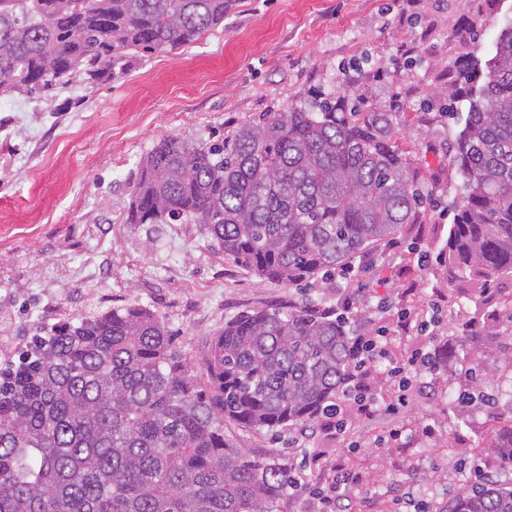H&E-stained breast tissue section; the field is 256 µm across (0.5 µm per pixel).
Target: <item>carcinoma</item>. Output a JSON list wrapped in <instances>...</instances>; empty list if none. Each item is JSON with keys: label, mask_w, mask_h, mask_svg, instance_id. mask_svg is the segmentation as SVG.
<instances>
[{"label": "carcinoma", "mask_w": 512, "mask_h": 512, "mask_svg": "<svg viewBox=\"0 0 512 512\" xmlns=\"http://www.w3.org/2000/svg\"><path fill=\"white\" fill-rule=\"evenodd\" d=\"M235 0H0V96L99 83L130 52L195 41ZM470 101L453 163L469 186L448 234L449 279L512 275V24ZM324 99L261 112L210 145L159 139L140 161L128 224H202L264 279L332 280L418 220L422 189L385 119ZM355 323L329 311L243 312L201 369L140 305L80 315L0 366V512H278L280 464L224 440L303 425L336 403L356 363ZM512 471V419L496 434ZM446 512H512V487H460Z\"/></svg>", "instance_id": "obj_1"}]
</instances>
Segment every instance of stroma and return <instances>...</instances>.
<instances>
[{
  "mask_svg": "<svg viewBox=\"0 0 512 512\" xmlns=\"http://www.w3.org/2000/svg\"><path fill=\"white\" fill-rule=\"evenodd\" d=\"M511 23L512 0H236L220 26L172 50L140 52L112 80L0 98V364L17 359L33 334L89 310L147 307L196 363L240 313L335 310L336 283L308 292L271 283L224 255L201 225L130 224L126 212L140 160L161 137L210 143L261 112L346 99L385 114L428 196L419 222L397 234L395 262L349 284V317L394 332L399 309L436 302L438 345L471 335V362L497 403L460 412L451 395L471 382L452 362L426 375L407 408L357 425L356 448L329 430L304 440L294 426L270 432L230 421L224 438L256 459L305 469L307 487L284 495L281 512H310L312 488L340 457L359 476L355 512H392L394 487L444 512L475 461L511 482L498 468L495 433L512 419L497 397L512 377V338L484 335L495 303L448 283L439 262L466 193L449 157L469 103L450 93L461 69L484 78L483 63ZM352 68L362 78L356 88L345 78ZM373 295L390 297L391 310L371 313Z\"/></svg>",
  "mask_w": 512,
  "mask_h": 512,
  "instance_id": "1",
  "label": "stroma"
}]
</instances>
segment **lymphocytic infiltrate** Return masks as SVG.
I'll return each mask as SVG.
<instances>
[{"label": "lymphocytic infiltrate", "mask_w": 512, "mask_h": 512, "mask_svg": "<svg viewBox=\"0 0 512 512\" xmlns=\"http://www.w3.org/2000/svg\"><path fill=\"white\" fill-rule=\"evenodd\" d=\"M398 327L402 335L423 337L421 347L398 359L392 355L386 332L362 331L356 338L359 360L349 375L347 385L337 397L334 410L313 423V430L329 429L347 438L351 435L352 418L369 421L378 414L379 397L369 384L371 370L376 363L385 361L389 364L394 390L391 404L395 407L406 404L422 376L437 368L439 351L431 345L432 339L436 337L437 327L434 309L416 312L402 310ZM331 472L332 475L327 478L325 485L315 490L313 512H346L349 488L356 477L340 463L333 465Z\"/></svg>", "instance_id": "obj_1"}]
</instances>
